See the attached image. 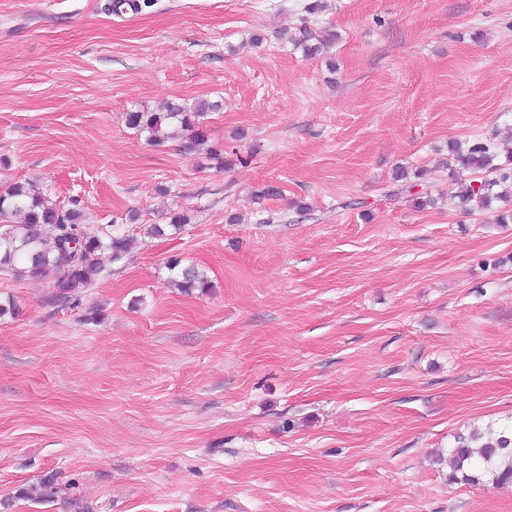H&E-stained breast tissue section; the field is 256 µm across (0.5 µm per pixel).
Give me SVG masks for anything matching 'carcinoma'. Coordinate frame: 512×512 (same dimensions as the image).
<instances>
[{
    "label": "carcinoma",
    "mask_w": 512,
    "mask_h": 512,
    "mask_svg": "<svg viewBox=\"0 0 512 512\" xmlns=\"http://www.w3.org/2000/svg\"><path fill=\"white\" fill-rule=\"evenodd\" d=\"M335 38L334 34H317L304 25L299 28L295 45L313 56L322 53ZM219 109L221 103L217 101L170 102L161 112L141 106L126 113V121L130 128L147 134L154 146L179 140L182 148L191 152L207 142L206 114ZM448 165L473 173L471 182L460 184L455 192L461 203L487 210L495 200L512 201V155L499 162L492 144L486 141H453L448 146ZM412 177L419 179L421 173L410 174L398 168L394 176L399 183L396 192L408 194L422 208L435 204L437 197L432 190H415L417 183L410 181ZM130 243L129 236L111 228L95 230L84 224L79 208L58 204L29 182H15L0 189V271L32 280L54 278L55 299L60 303L77 301L79 293L104 271L102 257L107 254L116 261L128 251ZM169 269L175 272L173 285L185 292L208 287L204 275L192 265L182 267L180 261L173 260ZM476 463L482 464V474L492 484H511L512 427L458 434L449 457L452 477L460 476L467 482L480 480L471 474Z\"/></svg>",
    "instance_id": "carcinoma-1"
}]
</instances>
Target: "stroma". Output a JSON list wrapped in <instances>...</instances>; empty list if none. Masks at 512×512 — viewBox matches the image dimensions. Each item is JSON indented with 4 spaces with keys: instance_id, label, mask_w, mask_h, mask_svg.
<instances>
[{
    "instance_id": "obj_1",
    "label": "stroma",
    "mask_w": 512,
    "mask_h": 512,
    "mask_svg": "<svg viewBox=\"0 0 512 512\" xmlns=\"http://www.w3.org/2000/svg\"><path fill=\"white\" fill-rule=\"evenodd\" d=\"M109 2L0 0V185L134 238L70 305L0 272V512H512L448 465L512 424V207L393 191L512 147V0ZM180 99L224 160L126 124ZM298 30L299 36L295 38V45L301 47L308 56L322 53L325 48L329 47V43L336 38V34H328L325 31L316 34L306 24ZM410 175L409 173L402 167H399L396 170L394 181L395 182H404V184H399V187L396 188V190H393L395 193H407L409 196H411V201L414 202L418 207H427L434 205L437 202V199L440 198L441 194L437 193L434 195L432 193L431 189H421L420 191L413 192L414 188L417 186H421V183H415L411 182L409 180ZM438 196V197H436ZM179 266L180 261L178 260H172L170 262L169 269L171 271L178 269L174 274L175 276L172 277L171 280L174 286L188 293L195 288H201L202 290L204 288H208V282L204 275L200 274V272L193 265L182 268H179Z\"/></svg>"
}]
</instances>
